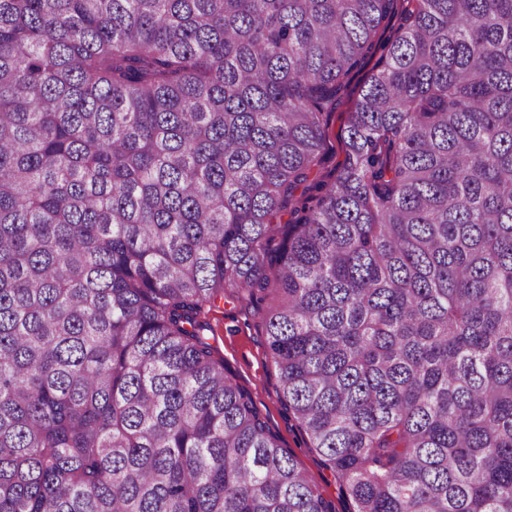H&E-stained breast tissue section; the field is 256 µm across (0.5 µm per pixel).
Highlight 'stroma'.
Here are the masks:
<instances>
[{
  "mask_svg": "<svg viewBox=\"0 0 512 512\" xmlns=\"http://www.w3.org/2000/svg\"><path fill=\"white\" fill-rule=\"evenodd\" d=\"M368 75L367 69L352 73L346 90L332 112L328 130L329 150L320 165L310 170L306 182L300 184L296 197L310 194L314 184L331 180L344 159L343 131L347 124L350 102ZM213 328L209 342L216 355L223 357L224 368L245 391L267 421L279 445L304 468L309 478L335 506V512H348L349 505L340 493L339 482L326 468L323 459L309 448L304 433L281 403V382L267 351L262 329V316L249 300L227 299L210 314Z\"/></svg>",
  "mask_w": 512,
  "mask_h": 512,
  "instance_id": "stroma-1",
  "label": "stroma"
}]
</instances>
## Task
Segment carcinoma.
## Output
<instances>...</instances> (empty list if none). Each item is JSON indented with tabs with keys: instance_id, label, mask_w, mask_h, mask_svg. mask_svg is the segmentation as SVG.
Listing matches in <instances>:
<instances>
[{
	"instance_id": "1",
	"label": "carcinoma",
	"mask_w": 512,
	"mask_h": 512,
	"mask_svg": "<svg viewBox=\"0 0 512 512\" xmlns=\"http://www.w3.org/2000/svg\"><path fill=\"white\" fill-rule=\"evenodd\" d=\"M270 270L353 512H512V0H0V512H333ZM382 54V49H378L374 58L369 61L362 69L352 73L346 90L336 104V108L332 112L330 127L328 130L329 150L327 156L320 165L310 170L306 182L300 184L295 190V197L298 199L312 193V186L322 181H330L335 172L337 174L342 161L344 160V143L343 134L347 124L348 111L350 102L358 88L363 84L368 73L377 62ZM209 315L213 328L209 336L217 356L224 358V368L245 391L268 422L278 444L304 468L311 480L335 506V512L352 509L340 494L339 482L323 464V457L309 448L304 433L281 403V382L269 355L262 329V315L249 300L224 299Z\"/></svg>"
}]
</instances>
